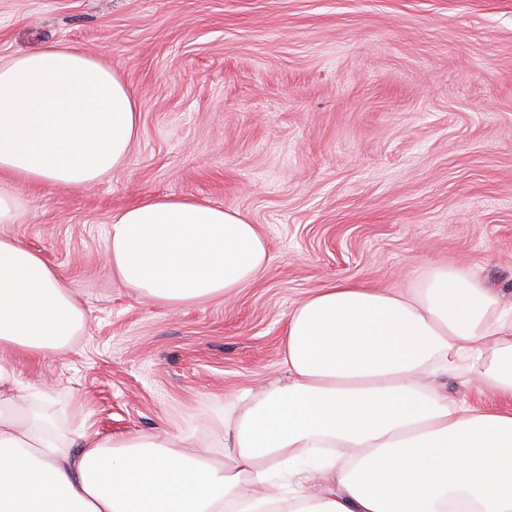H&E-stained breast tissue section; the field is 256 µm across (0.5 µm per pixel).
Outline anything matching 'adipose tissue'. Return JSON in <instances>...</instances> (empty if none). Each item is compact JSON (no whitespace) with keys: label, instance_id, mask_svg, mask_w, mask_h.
Here are the masks:
<instances>
[{"label":"adipose tissue","instance_id":"obj_1","mask_svg":"<svg viewBox=\"0 0 512 512\" xmlns=\"http://www.w3.org/2000/svg\"><path fill=\"white\" fill-rule=\"evenodd\" d=\"M139 126L132 88L83 48L0 63V225L27 207L15 183H96L124 165ZM107 257L170 306L232 295L270 260L241 213L175 196L116 213ZM84 321L41 254L0 232V512H512V407L455 404L436 383L458 375L512 399V301L470 269L308 296L288 314L286 381L225 409L217 455L196 438H105L45 415L51 386L23 383L1 354H64ZM281 467L288 496L272 479ZM316 480L325 494L310 493Z\"/></svg>","mask_w":512,"mask_h":512}]
</instances>
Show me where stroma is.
<instances>
[{
	"label": "stroma",
	"instance_id": "stroma-1",
	"mask_svg": "<svg viewBox=\"0 0 512 512\" xmlns=\"http://www.w3.org/2000/svg\"><path fill=\"white\" fill-rule=\"evenodd\" d=\"M77 45L134 90L139 133L95 185L17 188L7 230L85 312L63 355H14L72 427L224 435L284 377L289 311L333 281L409 288L466 263L512 297V0H0V62ZM259 225L261 276L177 307L112 274L115 213L149 196Z\"/></svg>",
	"mask_w": 512,
	"mask_h": 512
}]
</instances>
